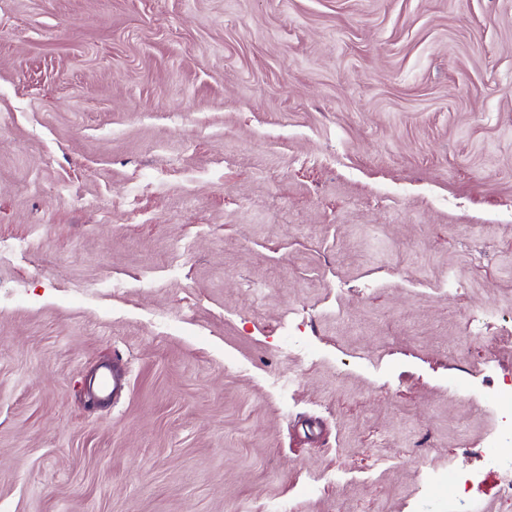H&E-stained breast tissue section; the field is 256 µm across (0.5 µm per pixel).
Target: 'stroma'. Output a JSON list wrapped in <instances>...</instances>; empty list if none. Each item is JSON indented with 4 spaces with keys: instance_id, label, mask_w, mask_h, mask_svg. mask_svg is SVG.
Wrapping results in <instances>:
<instances>
[{
    "instance_id": "stroma-1",
    "label": "stroma",
    "mask_w": 512,
    "mask_h": 512,
    "mask_svg": "<svg viewBox=\"0 0 512 512\" xmlns=\"http://www.w3.org/2000/svg\"><path fill=\"white\" fill-rule=\"evenodd\" d=\"M508 389L512 0H0V512H449Z\"/></svg>"
}]
</instances>
